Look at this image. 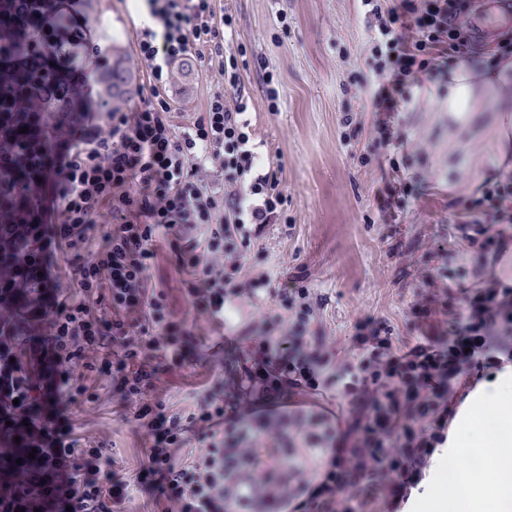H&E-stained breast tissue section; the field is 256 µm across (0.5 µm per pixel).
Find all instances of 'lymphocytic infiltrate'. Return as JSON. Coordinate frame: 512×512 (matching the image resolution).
Wrapping results in <instances>:
<instances>
[{
	"instance_id": "lymphocytic-infiltrate-1",
	"label": "lymphocytic infiltrate",
	"mask_w": 512,
	"mask_h": 512,
	"mask_svg": "<svg viewBox=\"0 0 512 512\" xmlns=\"http://www.w3.org/2000/svg\"><path fill=\"white\" fill-rule=\"evenodd\" d=\"M368 29L369 72L360 79L374 111L379 143L396 152L402 108L425 81L447 80L448 60L465 56L472 34L461 23L466 0H358ZM146 21L133 25L145 79L134 104L103 109L99 77L111 55L85 14L84 0H66L55 25H38L37 40L58 47L79 67L67 79L82 109L63 115L64 131L42 161L32 221L39 288L55 289L41 316L58 370L54 395H85L76 363L112 381L152 442L142 483L153 485L180 512H231L258 501L283 512H366L379 497L400 512L420 491L434 453L448 440L460 406L480 382L512 364V285L495 274L460 286L448 328L400 345L384 322L361 324L354 364L334 373V356L314 326L320 300L292 276L276 283L266 256L251 247L281 219L286 203L281 166L257 141L242 89L232 14L217 0H144ZM207 49L218 80L204 112L179 122L167 88L176 65ZM492 223H485V216ZM512 178L486 182L462 201L454 237L485 263L502 260L512 237ZM99 246H92V239ZM185 273L195 315L215 327L239 300L271 299L272 315L225 337L238 357L234 384L218 383L188 420L169 415L149 397L159 375L189 358L186 322L176 321L151 273L160 249ZM72 273L59 279L61 267ZM335 391L352 416L333 427L329 409L296 421L280 410L300 393ZM62 414L43 424L46 468L57 481L60 507L112 512L129 484L102 449L72 441ZM206 441L199 460L179 465L189 435ZM299 435L322 449L319 474L291 470L276 480L263 472L262 441L290 446Z\"/></svg>"
}]
</instances>
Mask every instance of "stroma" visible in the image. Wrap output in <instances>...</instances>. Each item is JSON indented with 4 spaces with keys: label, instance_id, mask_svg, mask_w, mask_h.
<instances>
[{
    "label": "stroma",
    "instance_id": "1",
    "mask_svg": "<svg viewBox=\"0 0 512 512\" xmlns=\"http://www.w3.org/2000/svg\"><path fill=\"white\" fill-rule=\"evenodd\" d=\"M236 21L237 40L247 46L242 71L257 140L283 169L287 203L284 223L269 225L259 246L278 281L301 275L321 299L318 329L338 359L351 358L357 323L383 320L401 342L445 329L453 317L457 284L472 283L488 269L477 255L449 236L461 198H476L491 179L512 175V158L494 167L497 144L478 126L449 127L435 103L407 107L403 151L380 146L374 115L367 112L357 81L367 73V24L356 0H223ZM134 0H88L86 14L100 42L111 48L132 77L144 79L137 59L131 17ZM279 91L277 111L265 96L264 72ZM214 79L199 59L174 69L167 93L177 111H204ZM367 164H360L359 156ZM391 184L404 190L406 208L385 220L380 192ZM512 280V261L492 269ZM151 273L168 295L175 319H192L184 276L168 251H160ZM431 307L415 323L414 304ZM193 357L183 368L161 375L151 392L168 414L188 417L201 390L232 372L235 353L209 324L197 322ZM223 363H215V351ZM96 401L68 404L66 416L83 446H102L116 470L131 483L124 512H166L136 479L147 463L142 432L127 421L108 386L94 372L83 374Z\"/></svg>",
    "mask_w": 512,
    "mask_h": 512
}]
</instances>
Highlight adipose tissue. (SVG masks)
Listing matches in <instances>:
<instances>
[{
    "mask_svg": "<svg viewBox=\"0 0 512 512\" xmlns=\"http://www.w3.org/2000/svg\"><path fill=\"white\" fill-rule=\"evenodd\" d=\"M433 87L444 94L449 125L466 127L489 112L500 149L512 144V58L486 67L449 60L447 82ZM448 446V491L441 497L422 494L417 512H512V368L497 385L467 398L449 430ZM461 448L487 451L477 485L466 492L460 489L469 480L466 462L457 455Z\"/></svg>",
    "mask_w": 512,
    "mask_h": 512,
    "instance_id": "1",
    "label": "adipose tissue"
}]
</instances>
